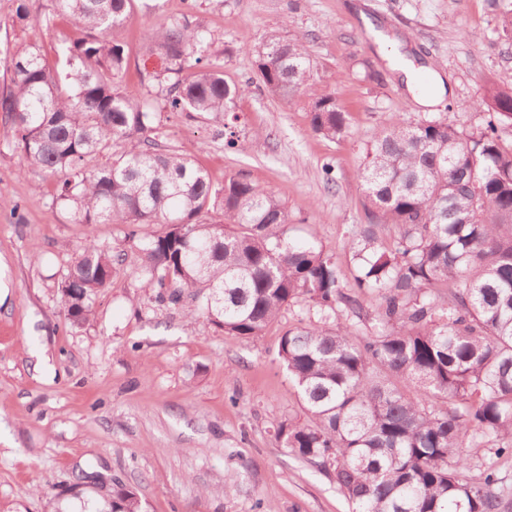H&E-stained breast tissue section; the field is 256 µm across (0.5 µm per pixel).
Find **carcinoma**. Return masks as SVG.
<instances>
[{
	"instance_id": "1",
	"label": "carcinoma",
	"mask_w": 512,
	"mask_h": 512,
	"mask_svg": "<svg viewBox=\"0 0 512 512\" xmlns=\"http://www.w3.org/2000/svg\"><path fill=\"white\" fill-rule=\"evenodd\" d=\"M133 2L51 0L52 16L82 37L52 63L36 43L5 57L0 115L23 166L60 176L54 201L73 223L125 228L123 244L141 256L136 275L165 289L160 300L194 290L202 304L191 318L249 338L293 303L316 311L279 342L307 419L280 422L275 437L331 477L352 512H508L497 460L512 462V142L502 137L512 88L486 92L477 106L490 119L468 134L442 112L385 122L359 173L364 224L345 293L332 253L287 237L288 210L272 192L235 176L216 185L192 148H159L161 111L222 118L239 88L205 55L206 32L184 19L146 36L165 62L148 75L163 110L124 91ZM255 66L280 101L311 97L316 134L346 135L336 97L315 89L306 38L269 33ZM106 153L109 163L90 165ZM147 224L160 229L141 232ZM124 256L84 247L59 285L72 325L90 321ZM366 292L378 301L371 314ZM356 321L370 335L353 332ZM475 448L496 460L474 468ZM90 512L143 510L117 483Z\"/></svg>"
}]
</instances>
